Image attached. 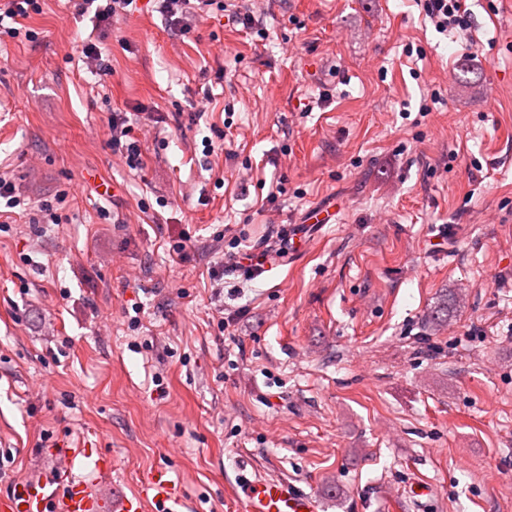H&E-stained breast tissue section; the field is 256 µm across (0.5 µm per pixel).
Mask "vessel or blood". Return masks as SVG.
<instances>
[{
	"mask_svg": "<svg viewBox=\"0 0 512 512\" xmlns=\"http://www.w3.org/2000/svg\"><path fill=\"white\" fill-rule=\"evenodd\" d=\"M74 454L64 450L50 476H35L15 484L8 492L0 493V512H104L103 503L92 496L88 486L73 480ZM67 482L62 498L47 494L48 485ZM183 492L166 469L150 471L140 481L138 492L132 497L113 501V512H143L146 504H153L156 512H178ZM245 512H319V503L313 494L304 492L285 481L260 479L244 486Z\"/></svg>",
	"mask_w": 512,
	"mask_h": 512,
	"instance_id": "b4317fda",
	"label": "vessel or blood"
}]
</instances>
